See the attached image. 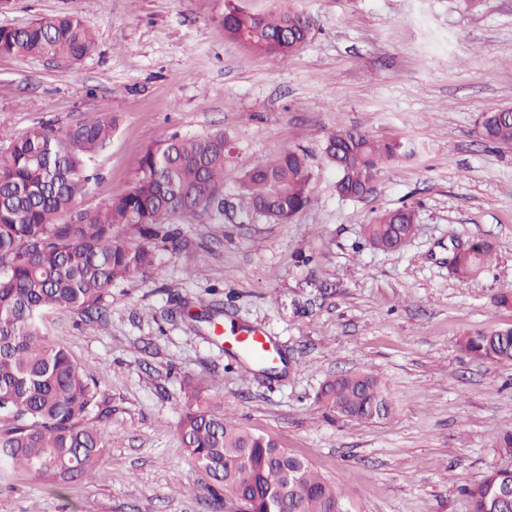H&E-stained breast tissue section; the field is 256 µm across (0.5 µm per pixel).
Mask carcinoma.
I'll list each match as a JSON object with an SVG mask.
<instances>
[{"instance_id":"1","label":"carcinoma","mask_w":512,"mask_h":512,"mask_svg":"<svg viewBox=\"0 0 512 512\" xmlns=\"http://www.w3.org/2000/svg\"><path fill=\"white\" fill-rule=\"evenodd\" d=\"M221 23L228 36L257 54L278 57L310 39L312 19L296 9L252 14L229 2ZM96 49L95 34L80 13L38 19L23 27H0V56H31L78 64ZM115 122L100 114L73 126L41 124L17 137L0 129V469L50 478L66 485L85 481L106 452V420L112 413L95 380L68 351L53 343L44 317L66 310L105 322L112 284L153 267L158 248H175L181 229L210 207L224 208V133L172 136L138 160L128 190L98 204L82 197L93 179L89 164L112 141ZM480 136L512 144V109L481 115ZM415 144L379 140L345 129L328 135L324 153L336 173V193L363 199L370 182L390 161L408 158ZM306 157L290 151L262 165L245 166L238 208L247 219L284 221L310 201ZM134 226L140 236H124ZM415 233L408 207L377 212L364 226L365 243L396 250ZM492 247L477 239L452 252L450 266L467 280L491 262ZM472 358L512 363V328L480 329L461 337ZM318 400L329 412L358 421L392 414L385 383L367 372L326 381ZM184 447L210 479L205 503L238 494L260 510L270 502L288 512H353L338 484L275 440L249 431L217 410L189 402L178 423ZM512 468L491 470L461 488L470 512H512Z\"/></svg>"}]
</instances>
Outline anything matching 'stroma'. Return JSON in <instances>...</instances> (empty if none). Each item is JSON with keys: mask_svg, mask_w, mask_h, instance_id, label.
Masks as SVG:
<instances>
[{"mask_svg": "<svg viewBox=\"0 0 512 512\" xmlns=\"http://www.w3.org/2000/svg\"><path fill=\"white\" fill-rule=\"evenodd\" d=\"M255 14L293 7L316 22L278 58L225 35V0H10L0 26L81 13L97 48L76 65L0 57V130L64 127L109 113L85 197L137 180V161L172 136L223 132L224 210L182 225L180 251L153 273L114 283L106 324L48 314L53 342L94 376L112 414L94 475L59 486L0 474V512H209L207 476L182 447L191 392L276 439L339 482L355 512H470L464 486L512 466L497 448L512 426V364L470 358L464 333L512 327V144L480 138L482 113L512 108V0H234ZM358 128L415 143L364 199H344L324 139ZM305 155L311 202L278 223L237 208L242 168ZM409 206L417 231L400 250L362 247L376 212ZM489 241L497 260L458 280L450 243ZM262 329L275 372L226 348ZM378 374L389 418L327 414L321 385Z\"/></svg>", "mask_w": 512, "mask_h": 512, "instance_id": "35a3bbf8", "label": "stroma"}]
</instances>
